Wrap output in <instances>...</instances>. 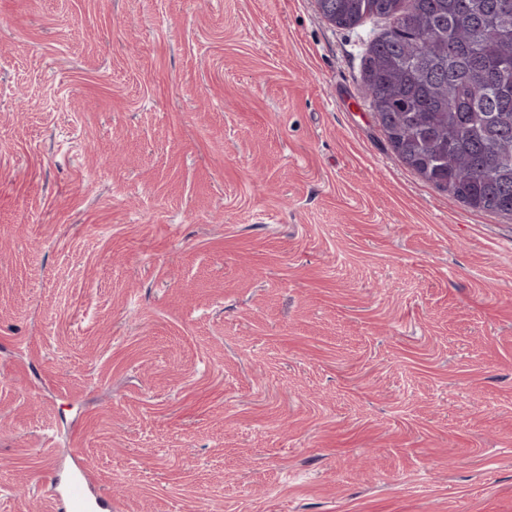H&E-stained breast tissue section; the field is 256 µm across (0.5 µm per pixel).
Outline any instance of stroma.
<instances>
[{"mask_svg": "<svg viewBox=\"0 0 512 512\" xmlns=\"http://www.w3.org/2000/svg\"><path fill=\"white\" fill-rule=\"evenodd\" d=\"M385 27L0 0V512H512V218L393 152ZM61 512H105L112 510V502L99 494L92 485L85 466L75 471L62 492L57 495Z\"/></svg>", "mask_w": 512, "mask_h": 512, "instance_id": "35a3bbf8", "label": "stroma"}]
</instances>
